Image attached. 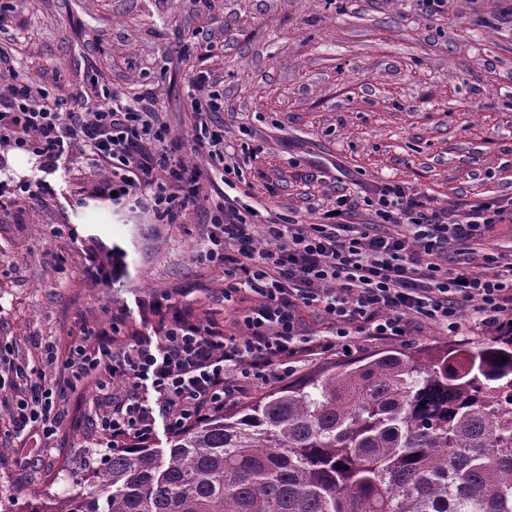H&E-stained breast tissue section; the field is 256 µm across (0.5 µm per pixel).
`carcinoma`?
<instances>
[{
	"mask_svg": "<svg viewBox=\"0 0 512 512\" xmlns=\"http://www.w3.org/2000/svg\"><path fill=\"white\" fill-rule=\"evenodd\" d=\"M19 512H512V333L324 367Z\"/></svg>",
	"mask_w": 512,
	"mask_h": 512,
	"instance_id": "carcinoma-1",
	"label": "carcinoma"
}]
</instances>
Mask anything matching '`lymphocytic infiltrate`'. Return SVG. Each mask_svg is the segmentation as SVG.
I'll list each match as a JSON object with an SVG mask.
<instances>
[{
    "label": "lymphocytic infiltrate",
    "mask_w": 512,
    "mask_h": 512,
    "mask_svg": "<svg viewBox=\"0 0 512 512\" xmlns=\"http://www.w3.org/2000/svg\"><path fill=\"white\" fill-rule=\"evenodd\" d=\"M194 85V141L208 158L204 168L164 147L148 99L131 105L78 95L68 102L19 80L0 86V148L34 154L48 172L81 148L108 170L103 195L147 207L165 224L207 201L208 228L195 260L223 269L225 298L245 289L256 299L241 338L201 323L186 305L163 318L155 337H132L118 350L103 327L94 331L97 346L73 343L66 357L46 347L47 360L62 361L72 376L121 392L111 413L94 421L105 437L146 445L158 412L173 433L191 430L223 410L235 382L280 381L292 364L361 342L400 341L426 324L452 333L468 324H512V261L486 255L488 270L479 273L443 260L449 245L471 251L495 225L512 224V204L490 202L452 219L431 208L420 189L387 184L372 190L368 201L378 221L363 228L348 223L353 203L346 195L314 224L261 223L233 193L236 167L224 154L223 129L206 120L223 111L224 100L209 90L206 73ZM307 312L327 325L324 340L306 333ZM15 376L25 386L13 398L14 431L29 440L55 434L64 421L58 387L20 368ZM146 382L155 394L151 406L136 396Z\"/></svg>",
    "instance_id": "1"
}]
</instances>
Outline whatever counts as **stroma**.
Wrapping results in <instances>:
<instances>
[{
  "instance_id": "stroma-1",
  "label": "stroma",
  "mask_w": 512,
  "mask_h": 512,
  "mask_svg": "<svg viewBox=\"0 0 512 512\" xmlns=\"http://www.w3.org/2000/svg\"><path fill=\"white\" fill-rule=\"evenodd\" d=\"M0 15V83L59 98L151 92L167 144L198 165L189 97L209 72L237 183L280 222H316L337 196L386 184L452 215L512 200V0H0ZM0 166L53 187L0 209V376L20 367L62 387L68 418L39 440V466H19L0 391V500L24 503L86 485L83 457L100 464L107 447L94 419L108 400L46 360L44 345L115 324L121 346L154 332L163 297L240 336L254 300H224L223 269L193 263L204 206L156 223L94 195L105 173L79 151L48 175L17 150L1 151ZM94 258L111 263V283L92 278Z\"/></svg>"
}]
</instances>
